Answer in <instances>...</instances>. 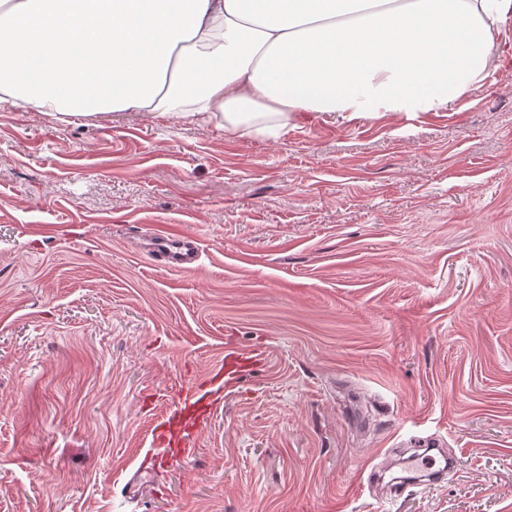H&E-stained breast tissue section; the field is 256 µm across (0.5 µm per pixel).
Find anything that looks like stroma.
Listing matches in <instances>:
<instances>
[{"mask_svg": "<svg viewBox=\"0 0 512 512\" xmlns=\"http://www.w3.org/2000/svg\"><path fill=\"white\" fill-rule=\"evenodd\" d=\"M444 112L283 139L0 107V512H512V17ZM195 236V269L144 249ZM264 360L158 460L182 388ZM457 472L364 486L411 437ZM262 359L263 351L261 350L235 351L230 354H224V386H230L236 382L243 365L250 366Z\"/></svg>", "mask_w": 512, "mask_h": 512, "instance_id": "1", "label": "stroma"}]
</instances>
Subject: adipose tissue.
<instances>
[{"label": "adipose tissue", "mask_w": 512, "mask_h": 512, "mask_svg": "<svg viewBox=\"0 0 512 512\" xmlns=\"http://www.w3.org/2000/svg\"><path fill=\"white\" fill-rule=\"evenodd\" d=\"M512 0H0V105L287 136L302 112L448 108L486 75Z\"/></svg>", "instance_id": "1"}]
</instances>
